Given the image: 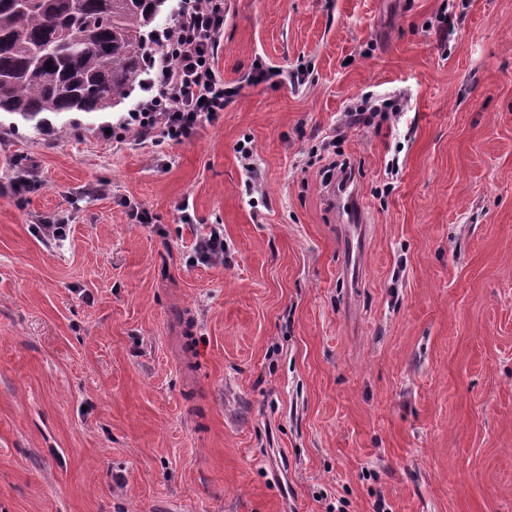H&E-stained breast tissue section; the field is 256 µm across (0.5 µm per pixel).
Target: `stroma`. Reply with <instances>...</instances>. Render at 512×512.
I'll list each match as a JSON object with an SVG mask.
<instances>
[{
	"instance_id": "35a3bbf8",
	"label": "stroma",
	"mask_w": 512,
	"mask_h": 512,
	"mask_svg": "<svg viewBox=\"0 0 512 512\" xmlns=\"http://www.w3.org/2000/svg\"><path fill=\"white\" fill-rule=\"evenodd\" d=\"M216 67L237 93L183 142L103 137L139 90L80 136L0 127V182H42L0 195V512H512V0H224ZM365 98L401 109L349 123ZM42 183L31 174L15 170V176L10 180V190L17 200H23L28 193L40 189ZM338 205L341 211L347 214L348 220L350 222H365V220L361 218V207L359 204L358 194L355 188L349 190V185H346L339 194ZM71 217L65 212L56 213L49 217H40L33 224L34 231L46 241L60 242L67 238ZM224 257V228L213 224L209 230L196 239L193 260L197 263L208 264Z\"/></svg>"
}]
</instances>
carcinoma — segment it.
<instances>
[{
	"label": "carcinoma",
	"mask_w": 512,
	"mask_h": 512,
	"mask_svg": "<svg viewBox=\"0 0 512 512\" xmlns=\"http://www.w3.org/2000/svg\"><path fill=\"white\" fill-rule=\"evenodd\" d=\"M167 0H0V112L50 118L127 99L152 63Z\"/></svg>",
	"instance_id": "obj_1"
}]
</instances>
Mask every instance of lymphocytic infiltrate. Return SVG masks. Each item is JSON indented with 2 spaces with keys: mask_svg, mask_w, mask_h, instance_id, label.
<instances>
[{
  "mask_svg": "<svg viewBox=\"0 0 512 512\" xmlns=\"http://www.w3.org/2000/svg\"><path fill=\"white\" fill-rule=\"evenodd\" d=\"M223 31L224 0H179L173 30L155 36L163 53L145 95L112 126V140L123 141L133 130H158L164 139L179 142L201 125L217 122L235 93L215 67Z\"/></svg>",
  "mask_w": 512,
  "mask_h": 512,
  "instance_id": "obj_1",
  "label": "lymphocytic infiltrate"
}]
</instances>
